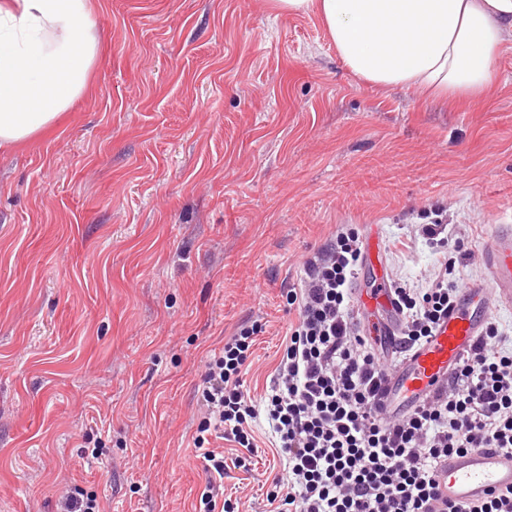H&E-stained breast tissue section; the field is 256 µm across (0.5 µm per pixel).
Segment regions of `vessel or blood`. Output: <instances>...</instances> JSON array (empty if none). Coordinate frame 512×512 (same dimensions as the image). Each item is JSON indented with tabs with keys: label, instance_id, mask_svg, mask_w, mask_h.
<instances>
[{
	"label": "vessel or blood",
	"instance_id": "obj_1",
	"mask_svg": "<svg viewBox=\"0 0 512 512\" xmlns=\"http://www.w3.org/2000/svg\"><path fill=\"white\" fill-rule=\"evenodd\" d=\"M486 277L462 288L432 335L397 365L386 383L385 398L393 413L411 410L447 381L477 342L491 318L493 305L512 306V226H497L484 252ZM440 489L452 504L475 503L512 489V453L480 449L455 454L440 467Z\"/></svg>",
	"mask_w": 512,
	"mask_h": 512
}]
</instances>
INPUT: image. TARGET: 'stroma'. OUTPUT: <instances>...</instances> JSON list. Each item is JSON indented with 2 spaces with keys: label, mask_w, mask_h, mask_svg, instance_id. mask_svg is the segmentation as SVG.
<instances>
[{
  "label": "stroma",
  "mask_w": 512,
  "mask_h": 512,
  "mask_svg": "<svg viewBox=\"0 0 512 512\" xmlns=\"http://www.w3.org/2000/svg\"><path fill=\"white\" fill-rule=\"evenodd\" d=\"M87 89L48 131L0 150V512H198L192 437L210 355L257 324L260 404L297 312L304 259L344 225L375 271L424 285L442 210L455 274L482 279L512 225V52L484 100L441 103L341 66L319 17L267 0H92ZM221 439L222 492L267 512L284 474ZM102 447L104 459L91 457ZM437 218L434 219L429 224H421V229L419 230L420 236L432 246H438L439 244H445L449 242L448 237V224H444L442 218H438L440 215H436ZM61 508L63 512H101L99 503L94 497L78 492H67L62 497Z\"/></svg>",
  "instance_id": "stroma-1"
}]
</instances>
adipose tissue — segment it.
Returning <instances> with one entry per match:
<instances>
[{
	"label": "adipose tissue",
	"mask_w": 512,
	"mask_h": 512,
	"mask_svg": "<svg viewBox=\"0 0 512 512\" xmlns=\"http://www.w3.org/2000/svg\"><path fill=\"white\" fill-rule=\"evenodd\" d=\"M316 13L343 68L382 88L477 101L512 49V0H269ZM90 0H0V146L50 128L87 86Z\"/></svg>",
	"instance_id": "ef3b65f1"
}]
</instances>
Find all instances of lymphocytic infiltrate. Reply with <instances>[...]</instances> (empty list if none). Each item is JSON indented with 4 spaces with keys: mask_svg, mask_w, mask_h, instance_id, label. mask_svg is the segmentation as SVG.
<instances>
[{
    "mask_svg": "<svg viewBox=\"0 0 512 512\" xmlns=\"http://www.w3.org/2000/svg\"><path fill=\"white\" fill-rule=\"evenodd\" d=\"M361 247L346 228L303 263L286 298L298 316L271 381L264 410L286 461L287 491L270 494L272 512H512V490L466 506L443 500L438 466L475 448L512 451V350L495 325L444 387L413 410L381 404L396 361L422 344L460 290L440 260L424 288L392 285L401 322L389 349L374 347L354 316L352 281ZM256 326H243L211 358L198 387L203 416L193 439L209 476L224 472L210 448L217 437L250 448L257 413L244 387Z\"/></svg>",
    "mask_w": 512,
    "mask_h": 512,
    "instance_id": "1",
    "label": "lymphocytic infiltrate"
}]
</instances>
